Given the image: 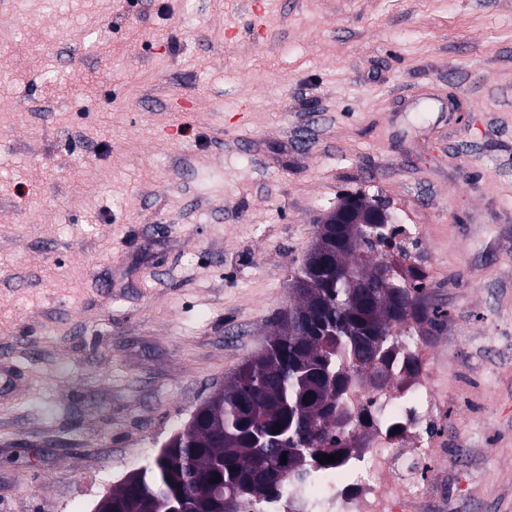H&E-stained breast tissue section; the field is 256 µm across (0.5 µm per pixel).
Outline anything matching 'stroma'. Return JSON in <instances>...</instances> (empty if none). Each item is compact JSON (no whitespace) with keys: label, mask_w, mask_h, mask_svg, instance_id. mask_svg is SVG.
I'll use <instances>...</instances> for the list:
<instances>
[{"label":"stroma","mask_w":512,"mask_h":512,"mask_svg":"<svg viewBox=\"0 0 512 512\" xmlns=\"http://www.w3.org/2000/svg\"><path fill=\"white\" fill-rule=\"evenodd\" d=\"M358 191L419 226L448 313L432 508L512 512V0H7L0 512H94Z\"/></svg>","instance_id":"1"}]
</instances>
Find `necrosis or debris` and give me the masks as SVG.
I'll use <instances>...</instances> for the list:
<instances>
[{
  "mask_svg": "<svg viewBox=\"0 0 512 512\" xmlns=\"http://www.w3.org/2000/svg\"><path fill=\"white\" fill-rule=\"evenodd\" d=\"M414 370H396L375 387L351 379L343 395L350 434L357 441L339 463L287 477L266 512H426L436 467L448 454L440 439L448 378L441 355L425 337L405 346Z\"/></svg>",
  "mask_w": 512,
  "mask_h": 512,
  "instance_id": "1",
  "label": "necrosis or debris"
}]
</instances>
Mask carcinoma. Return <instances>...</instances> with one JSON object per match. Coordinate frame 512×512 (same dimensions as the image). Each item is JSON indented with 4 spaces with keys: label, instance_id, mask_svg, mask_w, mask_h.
Here are the masks:
<instances>
[{
    "label": "carcinoma",
    "instance_id": "carcinoma-1",
    "mask_svg": "<svg viewBox=\"0 0 512 512\" xmlns=\"http://www.w3.org/2000/svg\"><path fill=\"white\" fill-rule=\"evenodd\" d=\"M330 219L293 277L295 303L265 352L243 361L202 424H188L112 489L113 512H263L286 476L346 451L351 375L386 385L407 320L427 334L444 324L447 312L429 307L424 284L384 279L397 262L375 247H393L396 229Z\"/></svg>",
    "mask_w": 512,
    "mask_h": 512
}]
</instances>
